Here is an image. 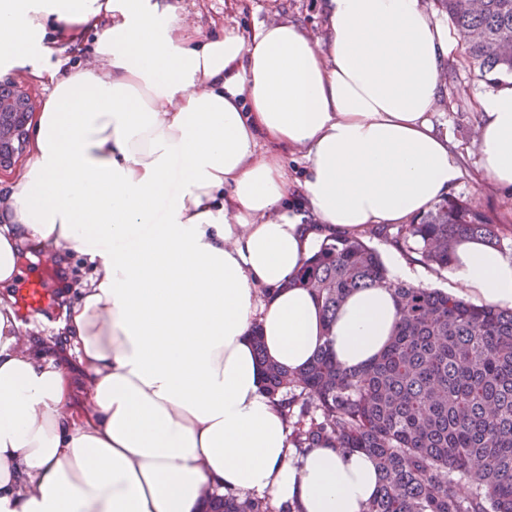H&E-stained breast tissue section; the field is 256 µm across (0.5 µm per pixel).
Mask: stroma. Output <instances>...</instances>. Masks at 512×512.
<instances>
[{
    "label": "stroma",
    "instance_id": "1",
    "mask_svg": "<svg viewBox=\"0 0 512 512\" xmlns=\"http://www.w3.org/2000/svg\"><path fill=\"white\" fill-rule=\"evenodd\" d=\"M189 11L202 31L213 25L244 30L257 22L290 19L312 33L324 22L322 0H177ZM502 74H484L465 59V46L453 38L445 76V92L432 117L438 128L447 130L459 160L462 176L452 194L471 200L480 210L504 224H512V190L489 180L483 173L479 147V114L476 101L484 92L505 82ZM368 243L381 256L391 279L422 285L457 296L466 291L449 280L445 272L434 270L397 249L385 235L370 237Z\"/></svg>",
    "mask_w": 512,
    "mask_h": 512
}]
</instances>
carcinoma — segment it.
<instances>
[{
	"label": "carcinoma",
	"mask_w": 512,
	"mask_h": 512,
	"mask_svg": "<svg viewBox=\"0 0 512 512\" xmlns=\"http://www.w3.org/2000/svg\"><path fill=\"white\" fill-rule=\"evenodd\" d=\"M469 62L512 75V0H436ZM502 247L500 225L456 198L401 225L392 243L448 268L461 238ZM313 290L327 321L351 293L389 289L399 322L384 352L347 371L327 351L291 372L255 350L264 391L288 408L294 447L365 452L378 471L366 512H512V309L395 282L357 236L324 239L292 280ZM209 512H274L253 495L213 500Z\"/></svg>",
	"instance_id": "1"
}]
</instances>
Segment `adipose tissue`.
<instances>
[{"instance_id": "1", "label": "adipose tissue", "mask_w": 512, "mask_h": 512, "mask_svg": "<svg viewBox=\"0 0 512 512\" xmlns=\"http://www.w3.org/2000/svg\"><path fill=\"white\" fill-rule=\"evenodd\" d=\"M323 14L317 35L290 21L205 34L173 0H0V72L49 89L0 210V284L26 243L95 268L63 323L84 406L70 365L0 300V512H207L215 492L365 512L373 461L293 448L251 329L292 371L323 349L355 370L385 348L390 291L353 292L329 322L290 282L318 239L406 223L456 185L432 121L451 45L421 0ZM90 33L92 66L50 65ZM476 110L485 174L510 188L512 84ZM448 275L512 308V258L481 240L458 242Z\"/></svg>"}]
</instances>
